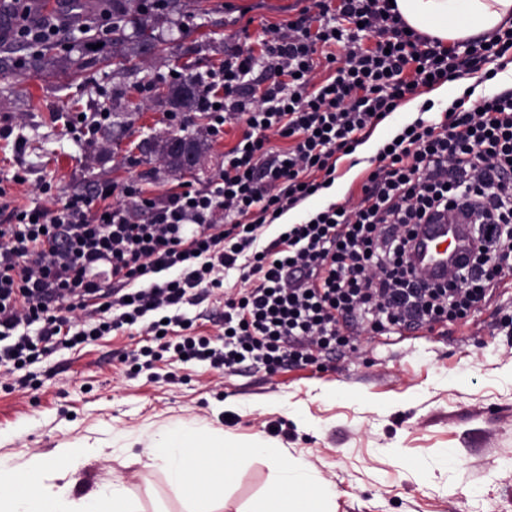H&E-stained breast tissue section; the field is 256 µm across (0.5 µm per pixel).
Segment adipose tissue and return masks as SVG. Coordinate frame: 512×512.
I'll use <instances>...</instances> for the list:
<instances>
[{"instance_id": "obj_1", "label": "adipose tissue", "mask_w": 512, "mask_h": 512, "mask_svg": "<svg viewBox=\"0 0 512 512\" xmlns=\"http://www.w3.org/2000/svg\"><path fill=\"white\" fill-rule=\"evenodd\" d=\"M405 23L419 33L441 40H469L512 24V0H396ZM263 456L275 471L274 484L250 512H334L332 494L324 490L300 460L279 457L260 438L243 445L209 429L182 428L155 441L149 457L163 463L171 485L188 499V512H218L224 487L233 475L231 461L243 455ZM215 467L201 472L202 456ZM0 512H140L126 487L112 483L84 498L48 483L40 458L23 467L0 460Z\"/></svg>"}]
</instances>
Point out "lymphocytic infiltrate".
Here are the masks:
<instances>
[{"mask_svg":"<svg viewBox=\"0 0 512 512\" xmlns=\"http://www.w3.org/2000/svg\"><path fill=\"white\" fill-rule=\"evenodd\" d=\"M15 40L61 32L13 0ZM372 44H365V37ZM261 51L235 49L201 81L203 133L244 123L217 181L146 196L105 181L52 206L11 205L0 187V373L17 376L50 348L75 349L122 329L156 338L126 355L131 372L163 354L234 372L319 365L357 337L473 318L512 264V26L449 45L407 30L389 0H314L264 27ZM478 75L463 93L371 158L356 201L330 204L282 233L281 216L329 187L339 159L429 83ZM129 205L112 204L114 192ZM149 210L146 220L136 209ZM456 211L475 245L455 282L411 263L420 225ZM238 271L241 289L225 287ZM224 291L222 340L193 334L182 307Z\"/></svg>","mask_w":512,"mask_h":512,"instance_id":"obj_1","label":"lymphocytic infiltrate"}]
</instances>
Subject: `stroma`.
Wrapping results in <instances>:
<instances>
[{"instance_id": "obj_1", "label": "stroma", "mask_w": 512, "mask_h": 512, "mask_svg": "<svg viewBox=\"0 0 512 512\" xmlns=\"http://www.w3.org/2000/svg\"><path fill=\"white\" fill-rule=\"evenodd\" d=\"M304 0H180L177 11L129 12L120 35L98 34V48L59 35L34 49L0 44L9 65L0 70V180L20 172L10 187L17 204H46L93 192L100 181L136 179L160 194L189 183L216 181L224 152L241 138L232 122L206 141L194 170L172 171L160 155L143 152L144 139L170 134L172 107L164 94L170 71L203 75L225 53L258 47L262 27L295 16ZM150 25L161 49L143 50L136 37ZM125 60L116 69L113 58ZM153 84L150 95L139 86ZM108 103L111 118L87 145V130L71 127L76 112L94 116ZM51 182V195L40 186ZM512 285L468 323L444 337L389 342L360 338L356 353L311 366L224 373L208 363L172 355L136 375L124 352L143 343L118 331L78 350L58 349L28 367V386L0 385V459L24 466L41 458L53 483L78 498L122 481L142 512H185L183 493L162 467L148 463L150 439L181 427L204 426L245 442L259 435L286 459L305 461L335 493L336 512H512ZM197 334L222 332L224 300L214 291L183 308ZM86 448L70 471L61 448ZM272 472L245 457L234 465L223 512H248Z\"/></svg>"}]
</instances>
